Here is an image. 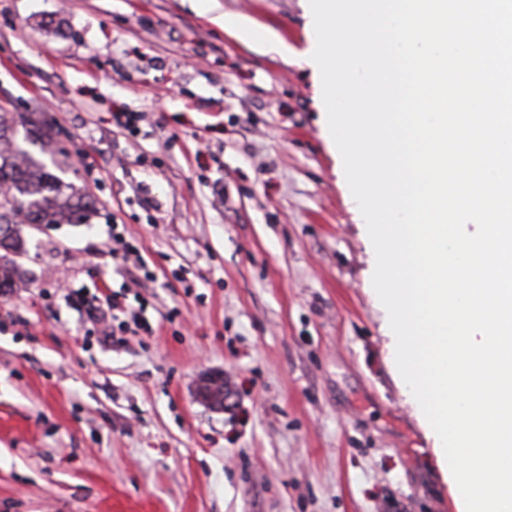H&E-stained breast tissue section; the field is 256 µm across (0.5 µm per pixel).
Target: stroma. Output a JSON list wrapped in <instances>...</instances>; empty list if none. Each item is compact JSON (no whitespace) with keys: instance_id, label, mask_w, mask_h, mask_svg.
Returning a JSON list of instances; mask_svg holds the SVG:
<instances>
[{"instance_id":"obj_1","label":"stroma","mask_w":512,"mask_h":512,"mask_svg":"<svg viewBox=\"0 0 512 512\" xmlns=\"http://www.w3.org/2000/svg\"><path fill=\"white\" fill-rule=\"evenodd\" d=\"M314 41L307 0H0V107L50 124L97 207L29 231L0 294V512H460L390 354ZM113 292L148 330L80 303ZM216 21L223 26L224 30L233 33L243 42H255L264 39V36L258 30L244 24L238 17L224 14L218 17Z\"/></svg>"}]
</instances>
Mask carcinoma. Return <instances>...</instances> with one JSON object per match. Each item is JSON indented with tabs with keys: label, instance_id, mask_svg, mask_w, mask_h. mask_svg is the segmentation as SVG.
Masks as SVG:
<instances>
[{
	"label": "carcinoma",
	"instance_id": "cac0c4a2",
	"mask_svg": "<svg viewBox=\"0 0 512 512\" xmlns=\"http://www.w3.org/2000/svg\"><path fill=\"white\" fill-rule=\"evenodd\" d=\"M53 141V130L24 112H0V294L23 284L19 259L27 254L25 230L33 225L88 224L97 210L92 201L72 190L46 162L41 152Z\"/></svg>",
	"mask_w": 512,
	"mask_h": 512
}]
</instances>
